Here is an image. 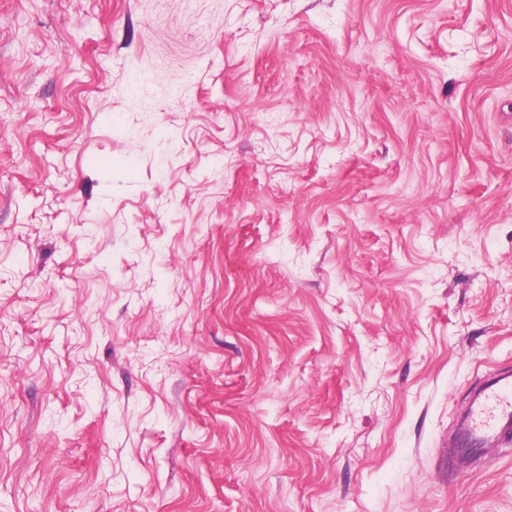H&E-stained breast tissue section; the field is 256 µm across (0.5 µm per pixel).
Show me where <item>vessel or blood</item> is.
<instances>
[{
	"label": "vessel or blood",
	"instance_id": "vessel-or-blood-1",
	"mask_svg": "<svg viewBox=\"0 0 512 512\" xmlns=\"http://www.w3.org/2000/svg\"><path fill=\"white\" fill-rule=\"evenodd\" d=\"M512 448V369L489 371L476 387L456 428L452 457L462 461Z\"/></svg>",
	"mask_w": 512,
	"mask_h": 512
}]
</instances>
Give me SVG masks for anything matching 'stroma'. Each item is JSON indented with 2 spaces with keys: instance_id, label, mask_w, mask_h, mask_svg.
Masks as SVG:
<instances>
[{
  "instance_id": "obj_1",
  "label": "stroma",
  "mask_w": 512,
  "mask_h": 512,
  "mask_svg": "<svg viewBox=\"0 0 512 512\" xmlns=\"http://www.w3.org/2000/svg\"><path fill=\"white\" fill-rule=\"evenodd\" d=\"M512 0H0V512H512ZM512 446V369L489 371L476 387L450 445L461 461L490 452L510 454Z\"/></svg>"
}]
</instances>
